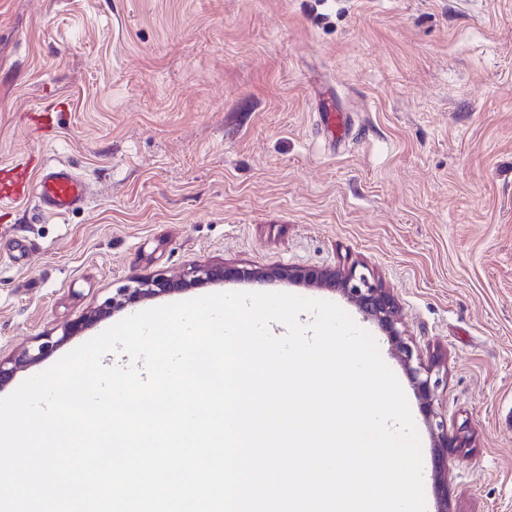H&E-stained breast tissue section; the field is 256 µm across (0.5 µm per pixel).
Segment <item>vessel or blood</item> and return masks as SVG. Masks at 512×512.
<instances>
[{
    "instance_id": "1",
    "label": "vessel or blood",
    "mask_w": 512,
    "mask_h": 512,
    "mask_svg": "<svg viewBox=\"0 0 512 512\" xmlns=\"http://www.w3.org/2000/svg\"><path fill=\"white\" fill-rule=\"evenodd\" d=\"M34 190L39 193L41 210L48 215L68 214L87 198L85 184L62 164L44 165L32 174L20 169L0 170V203H23Z\"/></svg>"
}]
</instances>
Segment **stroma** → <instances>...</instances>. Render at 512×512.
I'll return each instance as SVG.
<instances>
[{"label":"stroma","instance_id":"35a3bbf8","mask_svg":"<svg viewBox=\"0 0 512 512\" xmlns=\"http://www.w3.org/2000/svg\"><path fill=\"white\" fill-rule=\"evenodd\" d=\"M23 154L72 165L91 198L0 216V359L60 340L0 397L149 308L326 294L401 383L438 512L422 402L338 289L229 278L62 336L132 276L355 265L442 359L441 410L471 440L448 460L453 512H512V0H0V164Z\"/></svg>","mask_w":512,"mask_h":512}]
</instances>
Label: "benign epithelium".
I'll return each mask as SVG.
<instances>
[{
	"label": "benign epithelium",
	"mask_w": 512,
	"mask_h": 512,
	"mask_svg": "<svg viewBox=\"0 0 512 512\" xmlns=\"http://www.w3.org/2000/svg\"><path fill=\"white\" fill-rule=\"evenodd\" d=\"M229 275H239L246 278H288L299 279L309 284L335 287L342 291L347 298L354 302L367 316L376 320L387 334L388 340L397 351L399 358L405 366L411 381L426 405V415L429 427L434 436L436 456L434 464V482L440 506V512H449L448 498V457L458 448L466 447V441L456 434L448 433V421L445 416L435 410L437 401L436 392L440 385L439 372L441 361L439 359L425 360L415 354L414 348L397 329L398 318L396 303L389 290L384 288L379 280L373 276L357 270V266L350 267L343 273L334 270H301L289 267H275L263 271L247 269H230L224 266L207 267L198 270L199 280H222ZM180 284L162 278L144 279L134 278L131 284L117 289L112 300L105 302L94 310L87 321H94L109 316L112 310L179 289ZM79 327L72 325L63 337L54 341L46 336L43 342L32 349L8 359L0 360V383L9 381L14 374L31 364H34L56 348L64 339L70 337Z\"/></svg>",
	"instance_id": "obj_1"
}]
</instances>
